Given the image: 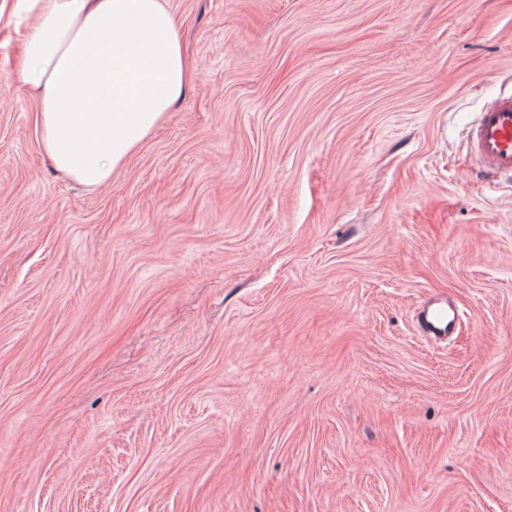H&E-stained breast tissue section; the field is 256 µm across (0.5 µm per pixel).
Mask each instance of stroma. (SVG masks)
<instances>
[{
    "mask_svg": "<svg viewBox=\"0 0 512 512\" xmlns=\"http://www.w3.org/2000/svg\"><path fill=\"white\" fill-rule=\"evenodd\" d=\"M168 4L194 80L97 188L0 24V512H512V0ZM468 145L487 172L512 174V95L487 105L469 129ZM461 314L450 300L436 299L424 306L418 313L421 333L436 342H446L455 334Z\"/></svg>",
    "mask_w": 512,
    "mask_h": 512,
    "instance_id": "1",
    "label": "stroma"
}]
</instances>
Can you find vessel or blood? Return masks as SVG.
I'll list each match as a JSON object with an SVG mask.
<instances>
[{"label":"vessel or blood","mask_w":512,"mask_h":512,"mask_svg":"<svg viewBox=\"0 0 512 512\" xmlns=\"http://www.w3.org/2000/svg\"><path fill=\"white\" fill-rule=\"evenodd\" d=\"M468 145L492 174H512V95L496 98L481 112L468 132ZM461 314L448 299H436L418 313L421 333L436 342L454 335Z\"/></svg>","instance_id":"b4317fda"}]
</instances>
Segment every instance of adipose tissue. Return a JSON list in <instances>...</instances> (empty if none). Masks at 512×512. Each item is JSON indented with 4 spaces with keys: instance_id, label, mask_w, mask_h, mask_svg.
Here are the masks:
<instances>
[{
    "instance_id": "ef3b65f1",
    "label": "adipose tissue",
    "mask_w": 512,
    "mask_h": 512,
    "mask_svg": "<svg viewBox=\"0 0 512 512\" xmlns=\"http://www.w3.org/2000/svg\"><path fill=\"white\" fill-rule=\"evenodd\" d=\"M16 79L35 97L49 164L89 187L109 183L191 79L166 0H18Z\"/></svg>"
}]
</instances>
